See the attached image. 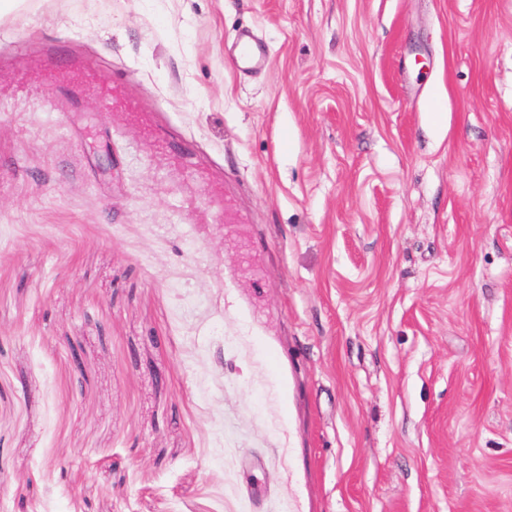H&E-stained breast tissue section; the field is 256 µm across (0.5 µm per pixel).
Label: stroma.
<instances>
[{
  "label": "stroma",
  "instance_id": "obj_1",
  "mask_svg": "<svg viewBox=\"0 0 512 512\" xmlns=\"http://www.w3.org/2000/svg\"><path fill=\"white\" fill-rule=\"evenodd\" d=\"M0 504L512 512V0H0ZM267 56V47L258 42L252 33L243 31L239 34L234 56V63L237 68L242 70L260 68L265 65Z\"/></svg>",
  "mask_w": 512,
  "mask_h": 512
}]
</instances>
